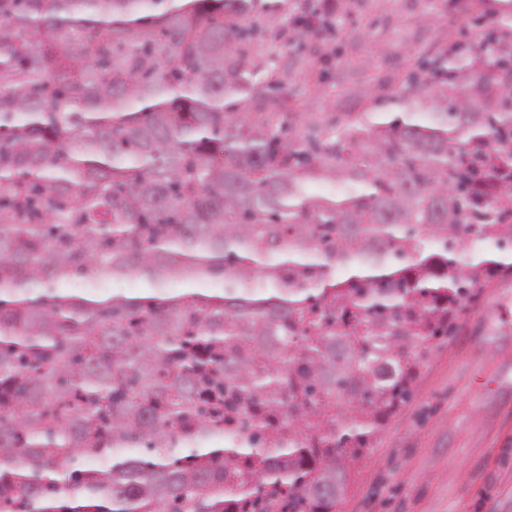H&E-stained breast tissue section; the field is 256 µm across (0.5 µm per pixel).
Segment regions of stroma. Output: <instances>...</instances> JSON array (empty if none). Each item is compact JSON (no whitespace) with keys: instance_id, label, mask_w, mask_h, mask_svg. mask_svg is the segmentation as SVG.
I'll use <instances>...</instances> for the list:
<instances>
[{"instance_id":"stroma-1","label":"stroma","mask_w":512,"mask_h":512,"mask_svg":"<svg viewBox=\"0 0 512 512\" xmlns=\"http://www.w3.org/2000/svg\"><path fill=\"white\" fill-rule=\"evenodd\" d=\"M361 11L393 20L366 28L348 50L335 90L340 110L353 108L352 89L388 73L380 46L415 63L436 31L398 0ZM457 326L421 361L408 406L352 466L336 512H512V278L477 289Z\"/></svg>"}]
</instances>
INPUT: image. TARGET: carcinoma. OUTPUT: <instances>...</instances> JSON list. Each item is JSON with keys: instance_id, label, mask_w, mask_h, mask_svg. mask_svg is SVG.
I'll return each mask as SVG.
<instances>
[{"instance_id": "1", "label": "carcinoma", "mask_w": 512, "mask_h": 512, "mask_svg": "<svg viewBox=\"0 0 512 512\" xmlns=\"http://www.w3.org/2000/svg\"><path fill=\"white\" fill-rule=\"evenodd\" d=\"M358 3L0 0L4 512H336L512 277L458 257L512 243V0H421L428 57L325 112ZM147 285L136 279L114 280L107 287L98 290V293L105 296L113 294H124L126 296H145L148 294Z\"/></svg>"}]
</instances>
